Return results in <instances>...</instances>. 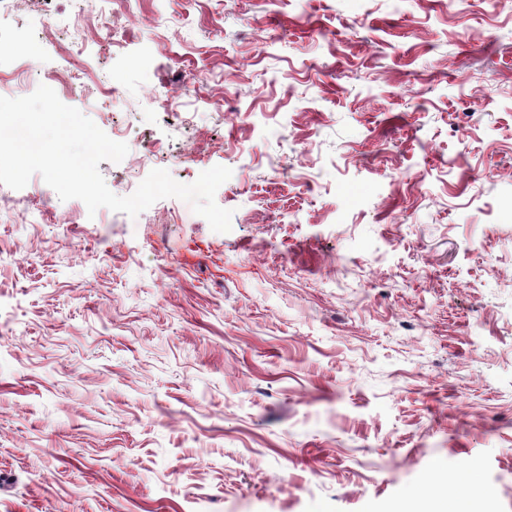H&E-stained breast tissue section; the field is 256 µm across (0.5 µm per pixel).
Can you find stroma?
Instances as JSON below:
<instances>
[{
	"mask_svg": "<svg viewBox=\"0 0 512 512\" xmlns=\"http://www.w3.org/2000/svg\"><path fill=\"white\" fill-rule=\"evenodd\" d=\"M74 0L0 11L122 171L221 165L89 214L0 184V512H512V0ZM179 90L171 106L155 95ZM50 79L59 84L63 89L70 91H75L78 88H86L89 84H94L97 86L102 97L107 100L112 99L119 93V85L117 82H101L95 74L84 70L71 73L64 79L55 77H51Z\"/></svg>",
	"mask_w": 512,
	"mask_h": 512,
	"instance_id": "stroma-1",
	"label": "stroma"
}]
</instances>
